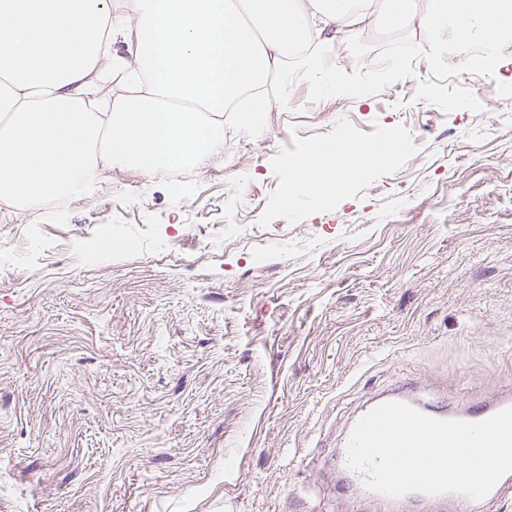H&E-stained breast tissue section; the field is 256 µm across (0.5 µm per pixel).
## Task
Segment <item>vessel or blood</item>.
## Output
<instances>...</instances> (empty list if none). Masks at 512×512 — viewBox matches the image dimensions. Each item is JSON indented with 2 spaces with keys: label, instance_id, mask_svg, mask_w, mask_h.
Wrapping results in <instances>:
<instances>
[{
  "label": "vessel or blood",
  "instance_id": "b4317fda",
  "mask_svg": "<svg viewBox=\"0 0 512 512\" xmlns=\"http://www.w3.org/2000/svg\"><path fill=\"white\" fill-rule=\"evenodd\" d=\"M382 400L386 403L393 400L407 403L423 414L440 420L480 421L512 406V392H503L479 403L456 409L421 402L406 392H397L391 396L386 394L383 395ZM336 469L341 475L343 488L355 494L358 501L375 502L392 508L393 512L408 502L425 508L426 512H493V504L498 502L506 489L512 488V477L506 475L496 483L485 498L480 500H473L454 492L434 496L413 492L401 497H391L369 490L364 484L362 475L347 467L345 455L337 456Z\"/></svg>",
  "mask_w": 512,
  "mask_h": 512
}]
</instances>
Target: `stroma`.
Instances as JSON below:
<instances>
[{"label":"stroma","instance_id":"35a3bbf8","mask_svg":"<svg viewBox=\"0 0 512 512\" xmlns=\"http://www.w3.org/2000/svg\"><path fill=\"white\" fill-rule=\"evenodd\" d=\"M320 42L349 73L385 46ZM413 69L361 99L297 81L182 181L0 204V512H353L333 461L373 398L512 389V46L491 77ZM342 120L410 149L318 208L291 160Z\"/></svg>","mask_w":512,"mask_h":512}]
</instances>
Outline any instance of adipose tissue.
Here are the masks:
<instances>
[{
  "mask_svg": "<svg viewBox=\"0 0 512 512\" xmlns=\"http://www.w3.org/2000/svg\"><path fill=\"white\" fill-rule=\"evenodd\" d=\"M379 20L370 0H135L129 14L112 0H0V202L31 213L82 191L100 146L110 166L147 174L202 166L225 113L249 131L270 109L250 93L298 45ZM118 39L125 54L112 52ZM107 60L136 91L103 112L90 78ZM399 153L319 145L295 180L322 205Z\"/></svg>",
  "mask_w": 512,
  "mask_h": 512,
  "instance_id": "obj_1",
  "label": "adipose tissue"
}]
</instances>
